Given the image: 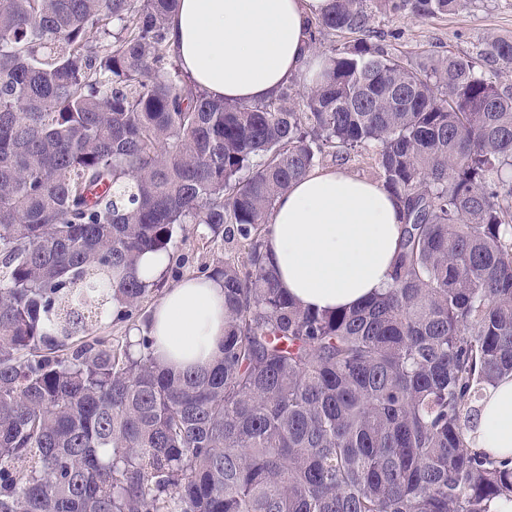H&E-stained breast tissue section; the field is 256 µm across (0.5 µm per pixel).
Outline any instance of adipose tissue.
<instances>
[{
	"label": "adipose tissue",
	"mask_w": 512,
	"mask_h": 512,
	"mask_svg": "<svg viewBox=\"0 0 512 512\" xmlns=\"http://www.w3.org/2000/svg\"><path fill=\"white\" fill-rule=\"evenodd\" d=\"M331 0H180L167 42L181 66L213 98L259 102L293 78L316 75L322 59L306 22ZM401 224L395 198L380 184L340 169H315L278 199L266 241L280 288L313 310L353 308L392 281ZM151 336L168 365L209 364L224 335L221 281L188 277L168 288L152 314ZM470 445L512 457V375L480 402Z\"/></svg>",
	"instance_id": "adipose-tissue-1"
}]
</instances>
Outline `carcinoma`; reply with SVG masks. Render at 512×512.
Returning a JSON list of instances; mask_svg holds the SVG:
<instances>
[{
  "mask_svg": "<svg viewBox=\"0 0 512 512\" xmlns=\"http://www.w3.org/2000/svg\"><path fill=\"white\" fill-rule=\"evenodd\" d=\"M423 20L466 0H332L307 21L365 35L372 2ZM179 0H0V512H489L512 459L470 448L512 374V90L478 60L413 66L330 46L302 102L211 97L177 63ZM479 57L512 66V40ZM372 147L399 202L392 282L304 309L265 253L280 195ZM183 224L247 243L224 339L174 371L94 334L154 284ZM167 259L164 255L147 252L140 258L139 275L147 281L156 280L164 270Z\"/></svg>",
  "mask_w": 512,
  "mask_h": 512,
  "instance_id": "cac0c4a2",
  "label": "carcinoma"
}]
</instances>
